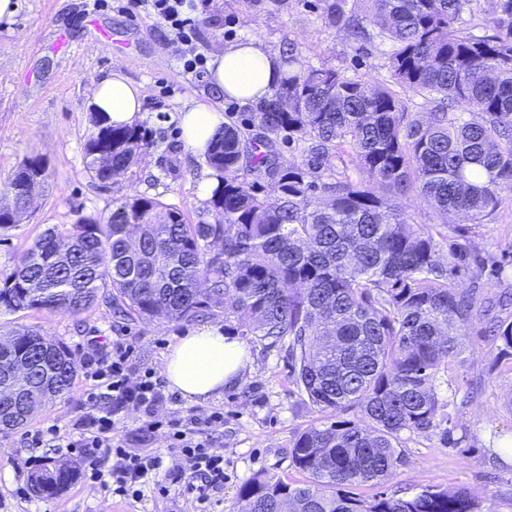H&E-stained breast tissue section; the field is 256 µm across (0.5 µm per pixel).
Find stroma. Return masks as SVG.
I'll use <instances>...</instances> for the list:
<instances>
[{"instance_id":"stroma-1","label":"stroma","mask_w":512,"mask_h":512,"mask_svg":"<svg viewBox=\"0 0 512 512\" xmlns=\"http://www.w3.org/2000/svg\"><path fill=\"white\" fill-rule=\"evenodd\" d=\"M197 34L189 44L151 14L145 0H17V10L0 21V182L28 157H41L48 178L30 218L8 231L0 230V272L10 270L46 229L70 227L80 217L107 219L113 201L140 193L155 197L183 214L187 223H210L209 202L198 195L201 180L212 170L203 155L181 140L178 112L195 102L222 112L225 123L237 125L246 138L257 130L251 106L214 95L207 69L187 72L185 60L211 59L220 47L253 40L266 50L285 55L295 48L314 67L334 68L347 76L389 82L387 48L379 41L358 45L325 23L323 0H263L256 8L243 0H194ZM119 72L143 85L142 123L154 143L112 187L101 189L84 163L91 136V108L96 83ZM411 222L433 225L441 242H459L487 257L486 265L468 263L452 277L453 287L473 291L478 306L496 303L512 292V200L482 224L443 223L416 196L404 201ZM33 325L44 336L64 342L73 357L90 344L110 347L118 339L135 347L131 376L145 369L163 373V356L177 337L215 325V318L168 322L116 318L111 309L94 306L71 316L49 310L0 314L6 322ZM465 354L437 374L441 402L449 403L458 446L446 445L440 432H402L404 462L380 484L356 487L363 498L379 493L402 496L426 486H463L480 498L498 491L497 512H512V353L489 342L481 320L467 327ZM251 362L241 381L223 395L192 404L166 399L158 416L223 409V426L199 433V440L224 457V485L206 504L188 498L168 479L180 464L164 432L145 445L132 442L143 419L130 409L120 416L118 433L130 448L162 460L143 481L138 498L112 495L86 475L54 498L34 497L27 485L25 462L50 459L77 462L67 448L29 447L25 432L55 426L71 432L86 408L85 381L76 378L68 395L36 409L26 428L0 434V512H243L240 488L262 477L298 478L290 449L301 430L324 422L322 413L305 403L292 382L288 344L254 339L248 342Z\"/></svg>"}]
</instances>
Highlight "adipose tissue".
<instances>
[{"label": "adipose tissue", "mask_w": 512, "mask_h": 512, "mask_svg": "<svg viewBox=\"0 0 512 512\" xmlns=\"http://www.w3.org/2000/svg\"><path fill=\"white\" fill-rule=\"evenodd\" d=\"M282 79L277 55L254 41L232 43L215 52L210 61L213 88L241 104H254L271 96ZM144 90L122 73L100 80L93 97L97 115L113 125L134 123L142 110ZM224 118L216 109L187 103L179 112L186 146L206 151L219 135ZM250 363L243 342L211 326L177 338L164 356L168 388L190 402L221 395L241 379Z\"/></svg>", "instance_id": "obj_1"}]
</instances>
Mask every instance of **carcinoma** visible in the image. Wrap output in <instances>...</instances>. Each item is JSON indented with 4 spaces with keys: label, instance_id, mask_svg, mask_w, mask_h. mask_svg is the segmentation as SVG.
<instances>
[{
    "label": "carcinoma",
    "instance_id": "cac0c4a2",
    "mask_svg": "<svg viewBox=\"0 0 512 512\" xmlns=\"http://www.w3.org/2000/svg\"><path fill=\"white\" fill-rule=\"evenodd\" d=\"M491 33L465 28L478 2ZM325 0L324 18L355 42L387 45L393 83L437 103L422 119L390 86L307 67L292 49L288 78L252 115L260 130L250 152L233 125L205 154L220 184L212 224H188L155 197L127 195L102 224L83 217L49 228L8 272L0 273V313L50 310L78 315L105 303L131 318L190 321L224 317V334L288 339L294 384L327 421L297 433L290 450L302 481L256 478L240 489L244 512H495L465 487L425 488L408 497H353L403 463V431H441L436 375L465 344L451 335L483 316L449 275L458 253L443 255L429 224L408 221L401 201L417 193L443 219L473 224L512 196V0ZM453 103L465 112H447ZM84 151L92 178L109 187L153 145L144 126L95 121ZM302 146L285 165L278 143ZM348 156L358 177L336 168ZM21 165L0 185L15 191V226L46 177L26 182ZM278 191L270 203L261 180ZM512 349V319L486 329ZM0 349V424L24 426L38 404L68 394L77 376L64 343L43 347L33 326L14 324ZM28 360L32 375L12 379ZM353 414L347 419L345 415ZM77 478L50 460L28 475L52 498Z\"/></svg>",
    "mask_w": 512,
    "mask_h": 512
}]
</instances>
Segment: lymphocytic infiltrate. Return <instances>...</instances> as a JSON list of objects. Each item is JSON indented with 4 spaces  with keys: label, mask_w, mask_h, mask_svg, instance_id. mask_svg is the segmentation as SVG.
<instances>
[{
    "label": "lymphocytic infiltrate",
    "mask_w": 512,
    "mask_h": 512,
    "mask_svg": "<svg viewBox=\"0 0 512 512\" xmlns=\"http://www.w3.org/2000/svg\"><path fill=\"white\" fill-rule=\"evenodd\" d=\"M133 352L130 344L116 343L109 356L94 353L80 360L89 386L85 392L88 408L74 425V437L62 436L59 430L47 428L29 436L32 447L78 448L82 451L85 468L95 475H107L116 495L138 497L139 483L160 466L158 457L139 455L124 448L116 434L118 415L126 408L143 410L146 418L137 429L140 438H148L159 430H167L172 445L181 456V469L176 475L184 491L198 503H205L210 490L224 483V458L210 452L208 446L196 440L201 428L223 425L224 414L191 412L167 421L153 415L164 399L161 382L154 372H146L131 380L128 362Z\"/></svg>",
    "instance_id": "lymphocytic-infiltrate-1"
}]
</instances>
